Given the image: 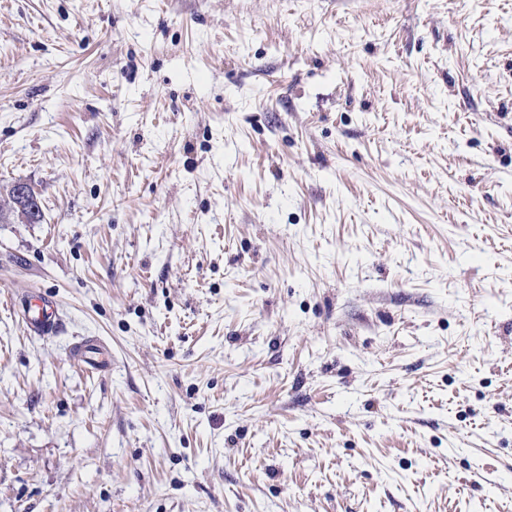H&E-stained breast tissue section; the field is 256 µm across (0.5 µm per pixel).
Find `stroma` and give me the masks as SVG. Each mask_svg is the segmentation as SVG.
Masks as SVG:
<instances>
[{
    "mask_svg": "<svg viewBox=\"0 0 512 512\" xmlns=\"http://www.w3.org/2000/svg\"><path fill=\"white\" fill-rule=\"evenodd\" d=\"M19 180L0 512H512V0H0ZM13 195L17 204L28 212L29 218L35 222L41 221L43 211L37 195L28 183L16 182ZM34 305L37 310H34L33 304L30 303L23 311L24 320L28 330L41 335L51 333L57 326V316L43 303H35Z\"/></svg>",
    "mask_w": 512,
    "mask_h": 512,
    "instance_id": "stroma-1",
    "label": "stroma"
}]
</instances>
